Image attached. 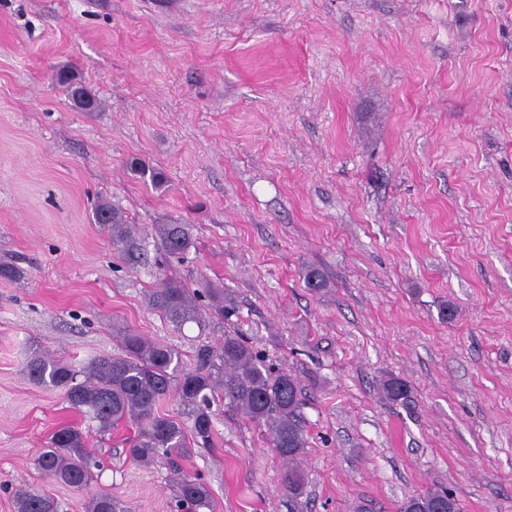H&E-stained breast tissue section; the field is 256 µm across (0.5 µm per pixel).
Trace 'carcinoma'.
<instances>
[{"label": "carcinoma", "instance_id": "obj_1", "mask_svg": "<svg viewBox=\"0 0 512 512\" xmlns=\"http://www.w3.org/2000/svg\"><path fill=\"white\" fill-rule=\"evenodd\" d=\"M69 97L93 111L97 101L85 90L75 94L69 81L59 79ZM96 224H106L112 231V247L130 251L136 244L133 225L108 202L98 203L93 214ZM160 237L165 251L181 257L192 244L190 226L164 224ZM211 300L210 309L225 316L233 311L224 303V290L206 288L191 290L182 282L165 279L148 294V304L160 311L176 329L189 322L201 323L198 301ZM122 352L115 356H99L85 367L84 379L78 380L68 362L46 349L34 352L25 365L27 376L48 389L63 392L70 407L96 422L105 432L116 422L128 419L137 429L130 442V456L143 465H150L160 456L189 455L192 447L213 446L211 403L223 400L247 420L266 427L269 442L286 462L282 486L288 495L298 498L307 485L302 461L307 437L303 425L302 403L298 383L292 375L273 371L263 358L238 336H226L216 348L204 347L198 352L199 365L179 372V355L172 347L154 342L132 332L120 337ZM389 400H406L409 388L399 379L384 383ZM188 408L192 420L190 431L183 423L159 410L170 395ZM87 436L71 425L56 429L46 448L35 459L37 468L48 478L76 489L93 481L98 464L86 450ZM178 500L190 512H215L207 486L196 476L176 473ZM50 496L36 488L17 493L15 512H47ZM83 512H118L119 502L112 493L101 491L82 506ZM402 512H458L456 501L445 491L431 490L406 501Z\"/></svg>", "mask_w": 512, "mask_h": 512}]
</instances>
